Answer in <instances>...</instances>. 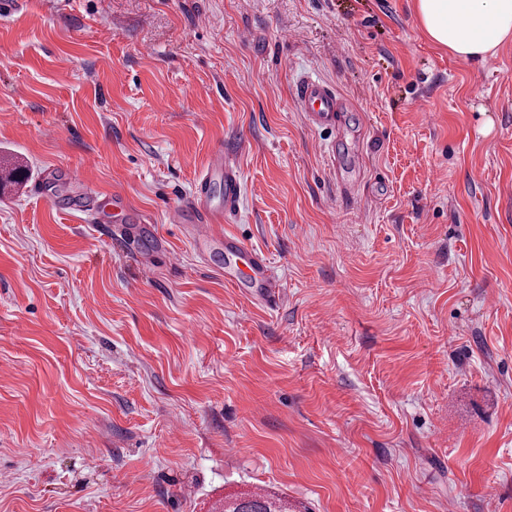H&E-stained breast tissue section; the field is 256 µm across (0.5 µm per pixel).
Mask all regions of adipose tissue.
Listing matches in <instances>:
<instances>
[{
	"instance_id": "1",
	"label": "adipose tissue",
	"mask_w": 512,
	"mask_h": 512,
	"mask_svg": "<svg viewBox=\"0 0 512 512\" xmlns=\"http://www.w3.org/2000/svg\"><path fill=\"white\" fill-rule=\"evenodd\" d=\"M434 44L464 58L484 59L512 41V0H414Z\"/></svg>"
}]
</instances>
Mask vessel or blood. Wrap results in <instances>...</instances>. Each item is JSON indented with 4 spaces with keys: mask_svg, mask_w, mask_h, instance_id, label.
Segmentation results:
<instances>
[{
    "mask_svg": "<svg viewBox=\"0 0 512 512\" xmlns=\"http://www.w3.org/2000/svg\"><path fill=\"white\" fill-rule=\"evenodd\" d=\"M296 100L309 121L317 127L342 135L341 114L349 104L336 89L318 79L303 81L296 90ZM222 184V198H215L213 187ZM240 198V174L236 165L225 155L223 149H216L206 169L196 178L189 200L171 213L175 224H188L193 228V241L197 245L215 242L214 227L222 223L225 212L236 209ZM224 253L231 259L224 268V278L229 282L238 280V262H245L249 273L247 287L269 304L279 297L276 279L266 257L258 251L247 249L238 239L225 238Z\"/></svg>",
    "mask_w": 512,
    "mask_h": 512,
    "instance_id": "vessel-or-blood-1",
    "label": "vessel or blood"
}]
</instances>
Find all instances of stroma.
<instances>
[{
  "label": "stroma",
  "mask_w": 512,
  "mask_h": 512,
  "mask_svg": "<svg viewBox=\"0 0 512 512\" xmlns=\"http://www.w3.org/2000/svg\"><path fill=\"white\" fill-rule=\"evenodd\" d=\"M309 77L352 105L351 195ZM219 146L242 193L215 230L278 304L169 221ZM14 162L0 512H512V42L451 56L413 0H18ZM224 254L227 257H234L246 263L249 270L248 279L245 283L238 278L239 267L236 264L224 266V279L235 283L239 288H254V292L269 304H275L279 298L276 288L277 281L272 274L266 257L258 251L247 249L238 239L224 237ZM306 512L301 503H290L276 493H242L224 500L222 512Z\"/></svg>",
  "instance_id": "35a3bbf8"
}]
</instances>
